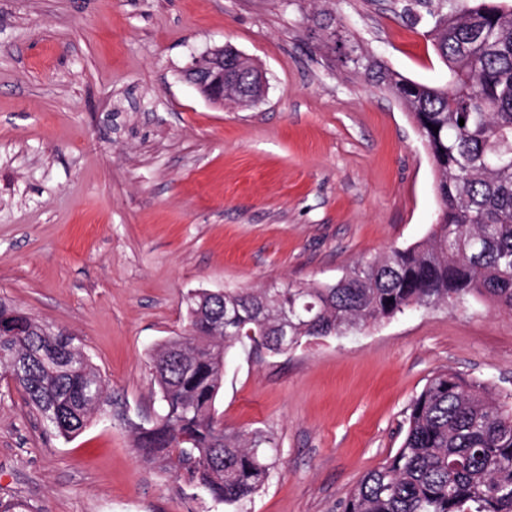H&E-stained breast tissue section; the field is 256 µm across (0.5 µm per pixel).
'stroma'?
I'll return each mask as SVG.
<instances>
[{"instance_id":"stroma-1","label":"stroma","mask_w":512,"mask_h":512,"mask_svg":"<svg viewBox=\"0 0 512 512\" xmlns=\"http://www.w3.org/2000/svg\"><path fill=\"white\" fill-rule=\"evenodd\" d=\"M441 2L0 0V299L72 335L112 393L64 439L0 385V504L230 512L137 447L158 411L151 354L183 333L188 292L333 283L428 237L434 166L413 120L308 17L332 9L391 68L445 85L426 34ZM225 44L263 71L257 105L184 80ZM440 370L511 407L512 314L473 298L281 354L232 349L217 416L279 446L243 512H340Z\"/></svg>"}]
</instances>
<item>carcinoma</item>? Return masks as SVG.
<instances>
[{
  "instance_id": "cac0c4a2",
  "label": "carcinoma",
  "mask_w": 512,
  "mask_h": 512,
  "mask_svg": "<svg viewBox=\"0 0 512 512\" xmlns=\"http://www.w3.org/2000/svg\"><path fill=\"white\" fill-rule=\"evenodd\" d=\"M429 31L448 86L423 84L351 44L345 66L394 97L412 116L436 170L439 208L422 242L360 261L333 284L224 291V302L187 305L185 335L151 357L161 413L138 431L148 457L171 462L216 506L250 499L268 482L278 444L255 432L227 433L215 402L229 351L244 340L284 353L304 338L343 336L409 310L480 297L512 312V7L474 0L431 11ZM327 14L311 19L324 45L345 46ZM256 79L241 70L236 98ZM464 125H459V119ZM437 130H432V127ZM288 317V345L278 331ZM65 439L81 434L105 382L72 338L32 327L0 301V376ZM401 447L369 472L342 512H512V410L492 387L448 370L413 400Z\"/></svg>"
}]
</instances>
